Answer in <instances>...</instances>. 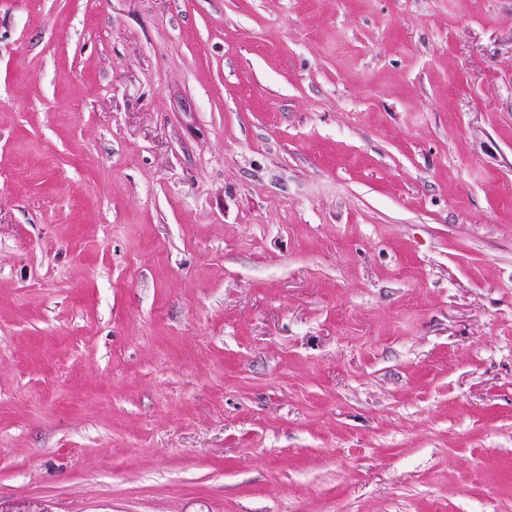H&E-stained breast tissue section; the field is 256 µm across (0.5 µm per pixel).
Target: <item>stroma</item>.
I'll use <instances>...</instances> for the list:
<instances>
[{"label": "stroma", "instance_id": "1", "mask_svg": "<svg viewBox=\"0 0 512 512\" xmlns=\"http://www.w3.org/2000/svg\"><path fill=\"white\" fill-rule=\"evenodd\" d=\"M0 512H512V0H0Z\"/></svg>", "mask_w": 512, "mask_h": 512}]
</instances>
